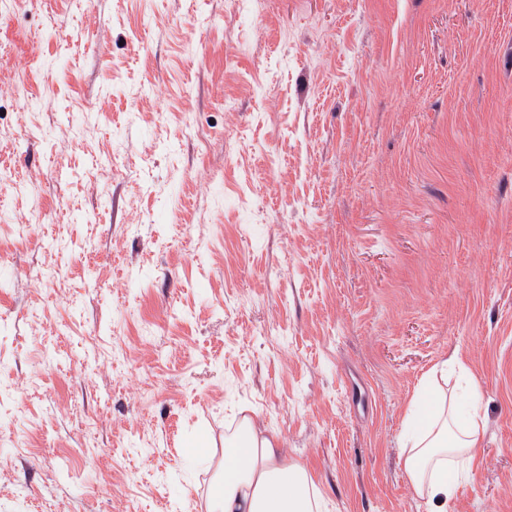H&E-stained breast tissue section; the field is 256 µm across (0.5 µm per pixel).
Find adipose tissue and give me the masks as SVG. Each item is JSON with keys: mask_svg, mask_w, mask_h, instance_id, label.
Here are the masks:
<instances>
[{"mask_svg": "<svg viewBox=\"0 0 512 512\" xmlns=\"http://www.w3.org/2000/svg\"><path fill=\"white\" fill-rule=\"evenodd\" d=\"M484 421L476 384L429 396L409 409L404 439L407 476L417 494L446 512L457 478L481 446ZM324 503L307 469L286 462L281 441L243 417L224 440V460L207 512H322Z\"/></svg>", "mask_w": 512, "mask_h": 512, "instance_id": "adipose-tissue-1", "label": "adipose tissue"}]
</instances>
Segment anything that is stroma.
Instances as JSON below:
<instances>
[{
  "label": "stroma",
  "mask_w": 512,
  "mask_h": 512,
  "mask_svg": "<svg viewBox=\"0 0 512 512\" xmlns=\"http://www.w3.org/2000/svg\"><path fill=\"white\" fill-rule=\"evenodd\" d=\"M454 351L512 512V0H0V512H206L245 415L430 512ZM481 400L478 386L471 382L460 393L430 395L408 411L403 434L409 446L405 470L416 493L437 508L432 512H446L455 495L458 471L451 475L448 455L463 470L481 448Z\"/></svg>",
  "instance_id": "stroma-1"
}]
</instances>
